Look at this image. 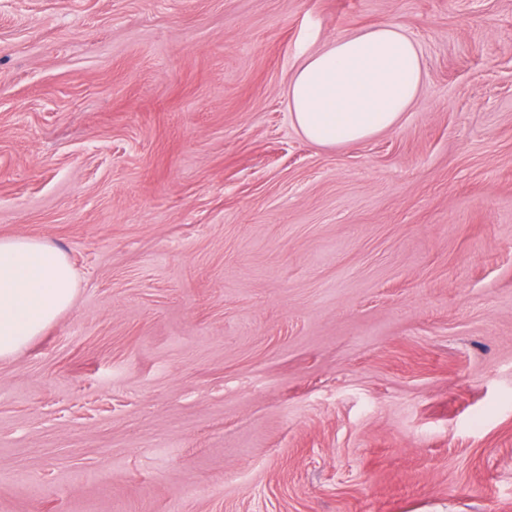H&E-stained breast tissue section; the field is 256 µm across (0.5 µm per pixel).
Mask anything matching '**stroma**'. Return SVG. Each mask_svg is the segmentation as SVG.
<instances>
[{
  "instance_id": "stroma-1",
  "label": "stroma",
  "mask_w": 512,
  "mask_h": 512,
  "mask_svg": "<svg viewBox=\"0 0 512 512\" xmlns=\"http://www.w3.org/2000/svg\"><path fill=\"white\" fill-rule=\"evenodd\" d=\"M403 28L340 148L299 58ZM71 307L0 361V512H512V0H0V237ZM423 87L417 44L378 23L305 55L288 78V109L307 140L342 147L395 128Z\"/></svg>"
}]
</instances>
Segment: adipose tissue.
<instances>
[{"mask_svg": "<svg viewBox=\"0 0 512 512\" xmlns=\"http://www.w3.org/2000/svg\"><path fill=\"white\" fill-rule=\"evenodd\" d=\"M423 87L417 44L401 28L378 23L305 55L288 78V109L307 140L342 147L395 128ZM75 294L74 271L56 246L0 238V360L41 336Z\"/></svg>", "mask_w": 512, "mask_h": 512, "instance_id": "adipose-tissue-1", "label": "adipose tissue"}]
</instances>
